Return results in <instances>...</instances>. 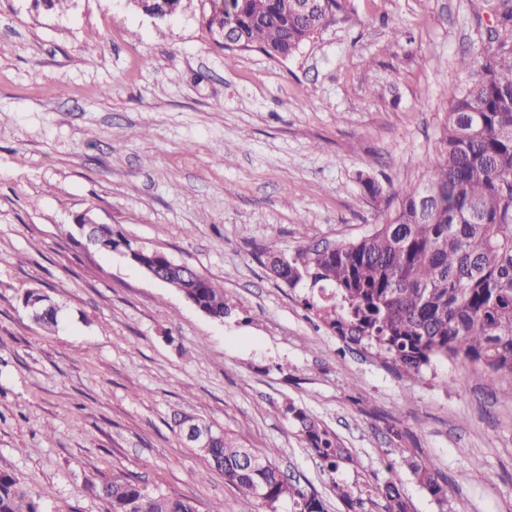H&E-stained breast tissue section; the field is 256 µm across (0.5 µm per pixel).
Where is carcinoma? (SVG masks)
I'll list each match as a JSON object with an SVG mask.
<instances>
[{
  "mask_svg": "<svg viewBox=\"0 0 512 512\" xmlns=\"http://www.w3.org/2000/svg\"><path fill=\"white\" fill-rule=\"evenodd\" d=\"M208 31L230 28L248 50L286 59L346 13L350 0H314L304 9L279 0H201ZM495 36L474 55H464L468 75L451 101L434 157L421 182L406 190L394 211L361 238L333 248L271 253L268 265L284 285L303 281L322 294L306 306L341 338L377 349L403 370L418 374L434 358L481 369L488 385L512 377V0H486ZM186 292L202 312L222 321L233 310L224 289L203 275ZM23 304L50 329L58 311L29 290ZM308 451L333 472L352 462L337 435L288 404ZM245 499L263 497L290 512H327L324 500L288 481L276 464L277 448L256 451L239 438L216 433L198 449ZM410 473L438 502L447 490L436 464L398 449ZM395 468L372 489L382 512H410ZM106 512H198L186 499L152 491L131 479H105L97 487ZM336 496L350 512L363 499L344 485ZM0 512H43L22 477L0 467Z\"/></svg>",
  "mask_w": 512,
  "mask_h": 512,
  "instance_id": "obj_1",
  "label": "carcinoma"
}]
</instances>
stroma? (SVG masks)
Here are the masks:
<instances>
[{"mask_svg": "<svg viewBox=\"0 0 512 512\" xmlns=\"http://www.w3.org/2000/svg\"><path fill=\"white\" fill-rule=\"evenodd\" d=\"M484 0H352L292 57L226 66L200 0L159 20L133 0H0V465L43 512H104L114 476L256 512L173 429L186 412L275 448L327 512L340 483L369 491L402 445L431 458L439 504L403 472L413 512H512V378L488 391L450 359L409 374L309 311L313 290L276 281L260 253L357 239L385 198L421 181L486 37ZM233 204H226V193ZM162 251L215 281L235 313L211 319L76 226ZM58 307L45 330L23 304ZM335 432L354 464L323 470L284 415ZM96 224H77V229L81 235V237L85 238L86 244L85 246H92L98 250H102V248H111L112 247V240L113 242L116 239H125L123 235L118 234V236L114 237V233L112 231L111 225L108 224H101L96 228V231L100 234L102 238H105L107 240V243L111 245L108 246L94 236L93 232L91 231V228H93Z\"/></svg>", "mask_w": 512, "mask_h": 512, "instance_id": "1", "label": "stroma"}]
</instances>
